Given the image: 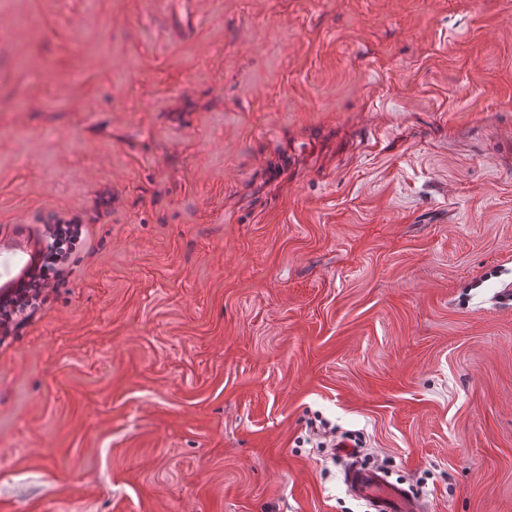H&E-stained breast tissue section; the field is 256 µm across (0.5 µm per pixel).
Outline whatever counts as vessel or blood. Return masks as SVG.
<instances>
[{
  "instance_id": "1",
  "label": "vessel or blood",
  "mask_w": 512,
  "mask_h": 512,
  "mask_svg": "<svg viewBox=\"0 0 512 512\" xmlns=\"http://www.w3.org/2000/svg\"><path fill=\"white\" fill-rule=\"evenodd\" d=\"M40 235L31 224H10L0 228V294L9 291L39 266ZM347 489L356 498L374 507L375 512H421L412 494L362 467L347 469Z\"/></svg>"
}]
</instances>
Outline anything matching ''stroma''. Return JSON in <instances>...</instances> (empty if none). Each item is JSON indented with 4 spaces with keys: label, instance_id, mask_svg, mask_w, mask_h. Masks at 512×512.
I'll use <instances>...</instances> for the list:
<instances>
[{
    "label": "stroma",
    "instance_id": "1",
    "mask_svg": "<svg viewBox=\"0 0 512 512\" xmlns=\"http://www.w3.org/2000/svg\"><path fill=\"white\" fill-rule=\"evenodd\" d=\"M0 512H512V0H0ZM40 235L32 224L0 228V294L26 280L41 262ZM53 235L49 238L48 253L39 270L31 276L26 288H18L7 299L0 297V343L15 335L34 318L48 302L51 292L67 281L76 262L73 254L83 242L82 224H51ZM344 483L356 498L374 507L375 512H421L412 494L380 476L376 470L362 467L347 469Z\"/></svg>",
    "mask_w": 512,
    "mask_h": 512
}]
</instances>
